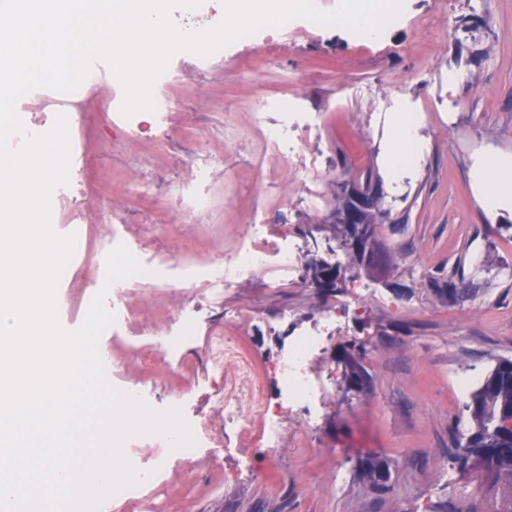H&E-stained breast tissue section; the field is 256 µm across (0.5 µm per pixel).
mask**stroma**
I'll use <instances>...</instances> for the list:
<instances>
[{
  "instance_id": "stroma-1",
  "label": "stroma",
  "mask_w": 512,
  "mask_h": 512,
  "mask_svg": "<svg viewBox=\"0 0 512 512\" xmlns=\"http://www.w3.org/2000/svg\"><path fill=\"white\" fill-rule=\"evenodd\" d=\"M272 39V60L258 38L220 55H174L162 85L171 111L141 115L132 134L113 110L119 81L97 83L86 124L71 131L70 165L80 171L75 194L106 209L89 210L58 282L71 319L82 325L88 308L70 277L103 287L113 235L139 247L142 262L176 258L177 271L138 291V331L101 334V360L109 384L143 392L151 410L181 398L189 415L220 431V391L245 408L257 392L276 396L281 351L341 305L311 366L322 392L317 422L289 411L273 453L258 447L254 428L231 447L172 458L160 482L170 512H440L461 493L467 512H512V480L463 465L456 450L469 433L472 389L496 359L512 358V203L488 209L475 187L482 162L512 159V0H448L444 10L438 0H402L372 46L341 26ZM460 66L471 75L465 92L438 79ZM262 97L297 101L321 125L295 129L287 149L272 147L255 124ZM406 115L427 159L395 173L389 158ZM368 172L385 211L375 240L386 259L360 269L333 214L342 183ZM187 185L207 198L206 210L172 211ZM252 224L287 227L302 252L295 281L256 275L219 294L203 289ZM314 260L336 267L335 291L314 288ZM451 279L471 295L439 298ZM187 307L200 318L194 335L181 353L160 352ZM242 311L249 320L225 323ZM218 329L248 362L247 379L231 366L212 375L204 348ZM137 348L154 355L152 369L137 362ZM351 355L371 379L366 389L349 381ZM462 376L469 390H459ZM365 454L387 462L384 491L358 476Z\"/></svg>"
}]
</instances>
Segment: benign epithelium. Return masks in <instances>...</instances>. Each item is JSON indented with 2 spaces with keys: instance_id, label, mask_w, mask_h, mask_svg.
Instances as JSON below:
<instances>
[{
  "instance_id": "obj_1",
  "label": "benign epithelium",
  "mask_w": 512,
  "mask_h": 512,
  "mask_svg": "<svg viewBox=\"0 0 512 512\" xmlns=\"http://www.w3.org/2000/svg\"><path fill=\"white\" fill-rule=\"evenodd\" d=\"M346 205L336 213V223L344 224L350 232L344 248L367 265L375 263L378 252L371 240V228L366 224V211L375 203V191L364 184L352 185L345 189Z\"/></svg>"
}]
</instances>
